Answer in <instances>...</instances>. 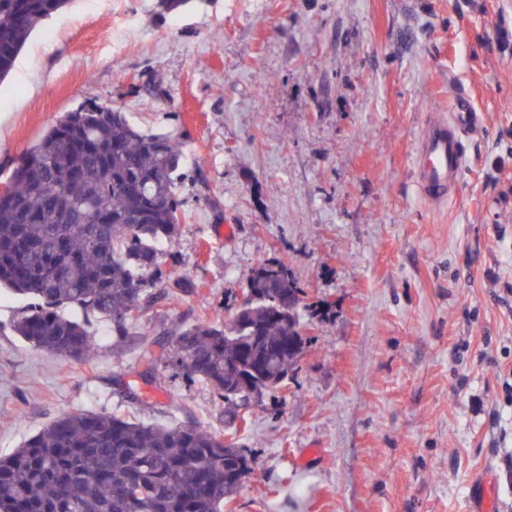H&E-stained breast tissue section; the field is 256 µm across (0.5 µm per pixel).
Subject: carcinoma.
<instances>
[{
	"label": "carcinoma",
	"instance_id": "carcinoma-1",
	"mask_svg": "<svg viewBox=\"0 0 512 512\" xmlns=\"http://www.w3.org/2000/svg\"><path fill=\"white\" fill-rule=\"evenodd\" d=\"M69 0H0V81L30 35ZM184 155L172 136L144 132L99 104L61 115L14 170L0 198V288L32 299L14 332L33 347L89 359L95 336L67 305L112 321L123 338L164 298L159 283L192 285L162 267L182 223ZM257 267L253 293L223 324L182 327L167 366L235 406L252 389L286 386L306 344L303 289ZM250 472L237 444L202 425L147 424L106 412L62 415L0 458V512H224Z\"/></svg>",
	"mask_w": 512,
	"mask_h": 512
}]
</instances>
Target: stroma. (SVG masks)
Masks as SVG:
<instances>
[{"instance_id":"35a3bbf8","label":"stroma","mask_w":512,"mask_h":512,"mask_svg":"<svg viewBox=\"0 0 512 512\" xmlns=\"http://www.w3.org/2000/svg\"><path fill=\"white\" fill-rule=\"evenodd\" d=\"M512 0H70L0 83V187L64 112L107 104L176 137L184 222L164 267L193 285L98 355L36 349L0 296V456L63 413L237 433L251 471L226 512H466L490 478L512 512ZM481 116L455 200L415 180L455 92ZM231 225L224 235L220 226ZM284 263L310 325L281 392L232 422L213 390L148 366L141 334L221 323L251 272ZM141 400L129 403L127 385Z\"/></svg>"}]
</instances>
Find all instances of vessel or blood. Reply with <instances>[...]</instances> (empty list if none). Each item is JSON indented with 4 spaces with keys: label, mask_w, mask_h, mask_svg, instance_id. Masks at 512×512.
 <instances>
[{
    "label": "vessel or blood",
    "mask_w": 512,
    "mask_h": 512,
    "mask_svg": "<svg viewBox=\"0 0 512 512\" xmlns=\"http://www.w3.org/2000/svg\"><path fill=\"white\" fill-rule=\"evenodd\" d=\"M477 122L467 96L454 98L449 115L435 114L424 124L417 158V184L430 202L445 203L457 194L464 168V141Z\"/></svg>",
    "instance_id": "1"
}]
</instances>
